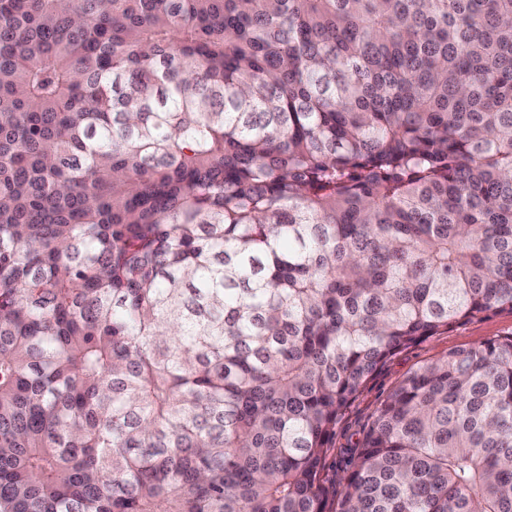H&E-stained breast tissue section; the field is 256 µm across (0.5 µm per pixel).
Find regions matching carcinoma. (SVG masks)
Wrapping results in <instances>:
<instances>
[{"label": "carcinoma", "instance_id": "1", "mask_svg": "<svg viewBox=\"0 0 512 512\" xmlns=\"http://www.w3.org/2000/svg\"><path fill=\"white\" fill-rule=\"evenodd\" d=\"M512 312V0H0V512H327L393 356ZM335 512H512V335L380 404ZM512 334V313H488L455 325L448 333L432 336L393 357L366 386L336 427L335 448L326 457L323 477L330 487V510H335L342 490L339 477L349 469L355 443L386 396L420 366L454 350L469 349ZM336 490V497H335Z\"/></svg>", "mask_w": 512, "mask_h": 512}]
</instances>
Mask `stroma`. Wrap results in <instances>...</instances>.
<instances>
[{
	"instance_id": "stroma-1",
	"label": "stroma",
	"mask_w": 512,
	"mask_h": 512,
	"mask_svg": "<svg viewBox=\"0 0 512 512\" xmlns=\"http://www.w3.org/2000/svg\"><path fill=\"white\" fill-rule=\"evenodd\" d=\"M512 334V313H488L455 325L393 357L366 386L336 427L335 446L326 457L323 476L331 490H340V476L348 470L355 444L377 407L410 373L454 350L468 349Z\"/></svg>"
}]
</instances>
